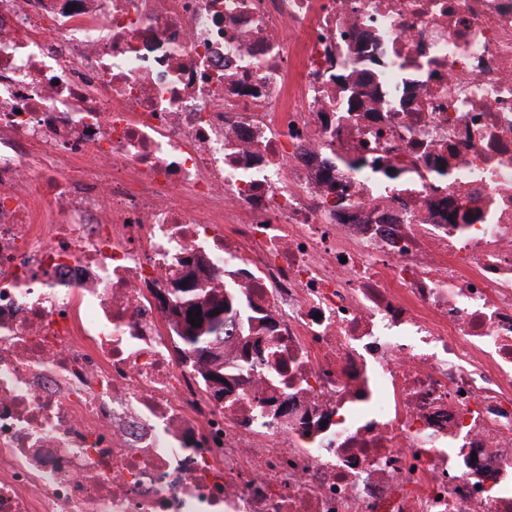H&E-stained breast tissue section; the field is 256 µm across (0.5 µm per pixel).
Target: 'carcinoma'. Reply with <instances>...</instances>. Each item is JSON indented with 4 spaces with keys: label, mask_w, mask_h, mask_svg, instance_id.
Instances as JSON below:
<instances>
[{
    "label": "carcinoma",
    "mask_w": 512,
    "mask_h": 512,
    "mask_svg": "<svg viewBox=\"0 0 512 512\" xmlns=\"http://www.w3.org/2000/svg\"><path fill=\"white\" fill-rule=\"evenodd\" d=\"M170 298L176 304L187 308L189 311L200 308L201 325L194 327L189 320H184L183 330L177 336L176 351L182 358H188V354L198 348L211 346L221 350L224 348V328L226 318L224 312L229 309V301L226 298L210 300L203 304L197 301L198 289L173 288L169 292Z\"/></svg>",
    "instance_id": "1"
}]
</instances>
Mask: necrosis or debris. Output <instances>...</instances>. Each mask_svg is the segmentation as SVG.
I'll return each instance as SVG.
<instances>
[{"mask_svg":"<svg viewBox=\"0 0 512 512\" xmlns=\"http://www.w3.org/2000/svg\"><path fill=\"white\" fill-rule=\"evenodd\" d=\"M0 512H512V0H0ZM198 288H172L169 292L170 298L179 306L187 308L186 317L183 322V330L177 336L176 351L185 361L190 355L195 360V366L203 371L212 370L220 364L221 358L216 359L218 351L208 348L215 346L220 350L222 358H224V328L226 320L224 312L229 309V301L226 297L222 299L209 300L206 304H202L197 300ZM200 307L202 319L201 326L193 327L189 323L188 312L193 311L195 317V308ZM215 309H219V313H215ZM195 319V323L197 320ZM198 348H205L195 351Z\"/></svg>","mask_w":512,"mask_h":512,"instance_id":"4bbe7bcc","label":"necrosis or debris"}]
</instances>
